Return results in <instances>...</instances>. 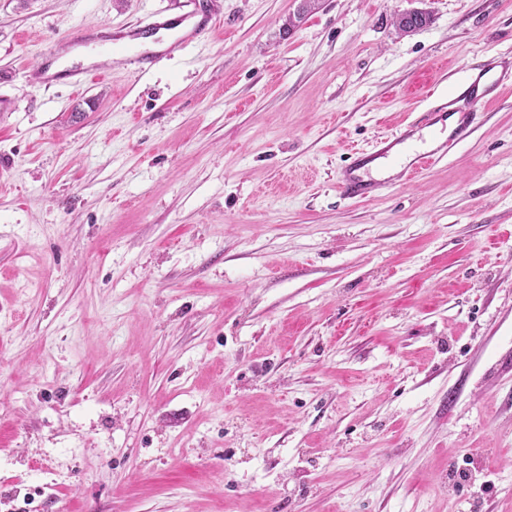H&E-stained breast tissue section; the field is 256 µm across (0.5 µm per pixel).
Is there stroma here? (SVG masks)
<instances>
[{
	"label": "stroma",
	"mask_w": 512,
	"mask_h": 512,
	"mask_svg": "<svg viewBox=\"0 0 512 512\" xmlns=\"http://www.w3.org/2000/svg\"><path fill=\"white\" fill-rule=\"evenodd\" d=\"M0 0V512H512V0ZM218 10L149 70L78 39ZM423 9L431 23L395 24ZM62 68L102 77L40 85ZM497 64L493 60L482 61L474 64L467 69V87L464 92L455 97L448 98V105L445 110L438 112H427L420 119L402 127L395 135L393 140L381 141L375 150L366 153L358 151L354 153L355 158L352 163L345 167L338 180V187L341 193L347 198L363 199L369 196L371 189L381 190L390 187L391 181H374L372 179L365 180L364 172L367 164L378 158H386L389 156L391 149L397 144H403L411 140L415 131L422 126H432L437 123L442 124L440 132L443 131V121L454 116L457 110L454 108L456 99L462 97L467 99L474 108H482L488 102L493 100L499 90L503 80L498 76L496 71ZM472 71H476L472 75ZM448 112V113H447ZM478 112H467L464 116L461 115L457 125L448 130V135L443 141H438L437 146L427 152L419 153L415 162L412 164L410 169L404 171V175L414 176L418 175L428 165L435 161H439L448 155V151L451 147L455 146L463 139H465L472 131L473 125L476 121Z\"/></svg>",
	"instance_id": "obj_1"
}]
</instances>
